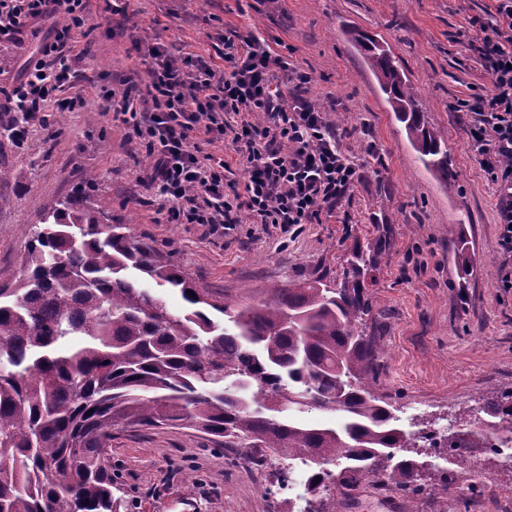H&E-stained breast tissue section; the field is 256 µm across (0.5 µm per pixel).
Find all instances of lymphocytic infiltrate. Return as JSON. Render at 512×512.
Listing matches in <instances>:
<instances>
[{
	"instance_id": "lymphocytic-infiltrate-1",
	"label": "lymphocytic infiltrate",
	"mask_w": 512,
	"mask_h": 512,
	"mask_svg": "<svg viewBox=\"0 0 512 512\" xmlns=\"http://www.w3.org/2000/svg\"><path fill=\"white\" fill-rule=\"evenodd\" d=\"M89 0H0V43L40 35L22 76L0 85V116H8L10 139L23 144L47 105L81 108L86 94L114 114L128 140L144 146L150 166L140 183L156 188L171 224H236L248 214L260 224L292 228L318 224L361 178V163L343 145L326 111L302 94L309 75L255 34L225 38L224 64L175 57L146 43L150 81L125 79L120 112L111 89L91 80L86 91L66 95L79 81L73 64L83 51L90 21ZM490 19H469L470 46L491 88L458 111L468 115V146L481 158L499 198L500 247L512 256V0H496ZM50 30H43V23ZM231 138L246 178H224L223 158L192 144Z\"/></svg>"
}]
</instances>
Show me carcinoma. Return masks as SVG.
<instances>
[{
  "label": "carcinoma",
  "mask_w": 512,
  "mask_h": 512,
  "mask_svg": "<svg viewBox=\"0 0 512 512\" xmlns=\"http://www.w3.org/2000/svg\"><path fill=\"white\" fill-rule=\"evenodd\" d=\"M352 38L374 72L418 161L443 184L454 178L448 141L425 123L418 91L384 43ZM107 205L65 196L27 228L14 282L0 284V512H127L108 467L112 431L177 427L224 448L302 459L314 470L311 503L358 485L363 468L326 484L338 455L372 465L377 482L407 496L449 492L426 482L407 455L413 435L395 427L378 393L376 320L366 278L376 254L357 247L340 278L272 288L248 304L198 288L176 263L111 224ZM162 289L188 309L172 312ZM512 390L483 412L511 417ZM341 414L337 428L286 415Z\"/></svg>",
  "instance_id": "carcinoma-1"
}]
</instances>
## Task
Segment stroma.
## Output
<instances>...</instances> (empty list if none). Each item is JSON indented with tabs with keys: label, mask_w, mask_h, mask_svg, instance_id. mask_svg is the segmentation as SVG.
Segmentation results:
<instances>
[{
	"label": "stroma",
	"mask_w": 512,
	"mask_h": 512,
	"mask_svg": "<svg viewBox=\"0 0 512 512\" xmlns=\"http://www.w3.org/2000/svg\"><path fill=\"white\" fill-rule=\"evenodd\" d=\"M494 0H131L126 12L101 22L89 37L91 53L77 69L111 76L114 91L137 74L148 82L139 42L163 44L176 56L190 54L216 64L220 38L235 30L266 39L277 52H291L310 74L309 96L329 117L346 113L344 146L364 165L362 180L321 224L291 230L255 224L249 216L222 230L208 224H169L155 191L139 184L138 169L150 159L125 140L123 129L102 113L95 98L67 113L63 125L34 127L23 145L0 131V284L20 274L24 225L38 223L56 199L85 191L106 200L114 222L188 272L200 287L249 302L250 289L277 288L322 273L341 275L356 245L385 238L369 297L381 312L384 346L379 392L393 406L403 430L422 423L456 432L481 417L494 392L512 389V288L503 270L512 258L499 245L497 195L480 160L468 148V120L452 103L484 92L490 79L471 50L467 18H486ZM352 29L385 40L419 92L426 120L448 140L455 178L441 184L416 159L402 124L394 119ZM97 180L86 185L88 173ZM465 224L472 274L458 287L452 234ZM425 479L452 469L453 498L467 512H512L504 496L512 467L497 458L471 468L419 449ZM132 512H280L281 462L265 466L243 453L214 447L180 428L116 432L109 456ZM477 494H470L469 484ZM401 493L371 482L332 493L326 508L339 512H404Z\"/></svg>",
	"instance_id": "stroma-1"
}]
</instances>
